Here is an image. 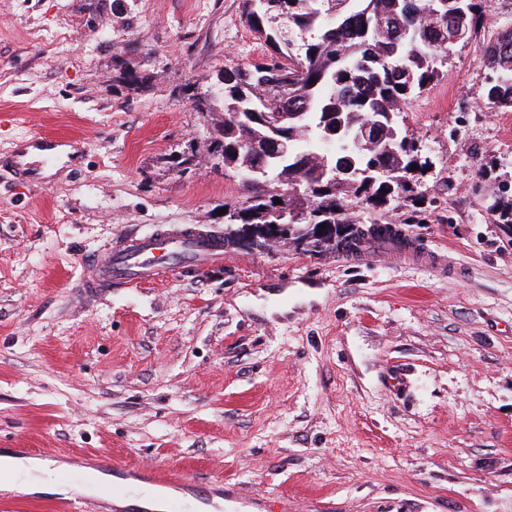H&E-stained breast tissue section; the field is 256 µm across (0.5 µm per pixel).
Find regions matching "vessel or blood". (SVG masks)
Masks as SVG:
<instances>
[{"instance_id":"b4317fda","label":"vessel or blood","mask_w":512,"mask_h":512,"mask_svg":"<svg viewBox=\"0 0 512 512\" xmlns=\"http://www.w3.org/2000/svg\"><path fill=\"white\" fill-rule=\"evenodd\" d=\"M57 142L34 136L18 142L0 168L36 183L55 163ZM224 261V240L193 226L158 229L150 235H130L111 246L104 256L84 265L82 288L97 293L160 280L170 271H192Z\"/></svg>"}]
</instances>
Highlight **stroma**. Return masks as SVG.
Returning a JSON list of instances; mask_svg holds the SVG:
<instances>
[{
  "label": "stroma",
  "mask_w": 512,
  "mask_h": 512,
  "mask_svg": "<svg viewBox=\"0 0 512 512\" xmlns=\"http://www.w3.org/2000/svg\"><path fill=\"white\" fill-rule=\"evenodd\" d=\"M243 0H0V147L80 136L45 185L0 178V455H75L224 487V512H512V110L477 42L451 47L402 129L430 166L421 221L450 267L224 250L222 265L94 295L85 256L249 191L208 151L224 67L269 60ZM143 75L128 84L123 73Z\"/></svg>",
  "instance_id": "stroma-1"
}]
</instances>
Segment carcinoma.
I'll list each match as a JSON object with an SVG mask.
<instances>
[{"mask_svg": "<svg viewBox=\"0 0 512 512\" xmlns=\"http://www.w3.org/2000/svg\"><path fill=\"white\" fill-rule=\"evenodd\" d=\"M431 0H244L250 26L273 46L265 88L248 71L224 70L219 139L209 152L226 167L244 171L264 154L270 138L266 114L286 113L280 125L288 151L268 176L251 187L242 224L266 223L274 199L298 217L292 232L304 236L310 224H352L351 205L363 212L390 213L413 201L427 162L413 139L401 133L399 118L407 101L438 77L447 56L448 33L466 31L468 43L484 29L489 0H447L437 15ZM303 38L296 42L290 34ZM480 62L488 70L485 96L502 110L512 109V27L483 40ZM379 123L375 138L356 147L346 132ZM418 166L412 170V166ZM354 167L357 182L343 177L328 184L333 168ZM299 188L300 195L282 189ZM387 231L378 223L356 227L344 255Z\"/></svg>", "mask_w": 512, "mask_h": 512, "instance_id": "obj_1", "label": "carcinoma"}]
</instances>
